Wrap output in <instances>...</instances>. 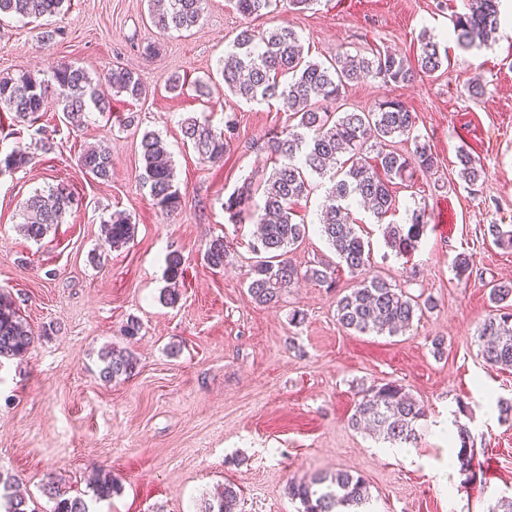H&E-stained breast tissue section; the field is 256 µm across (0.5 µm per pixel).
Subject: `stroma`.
<instances>
[{"label":"stroma","mask_w":512,"mask_h":512,"mask_svg":"<svg viewBox=\"0 0 512 512\" xmlns=\"http://www.w3.org/2000/svg\"><path fill=\"white\" fill-rule=\"evenodd\" d=\"M468 0H318L304 10L286 4L246 17L231 0H208L204 20L191 31H163L148 17L147 0H69L60 14L0 23V75H50L68 62L99 76L114 65L134 69L147 88L140 99L110 95L109 112H90L68 128L55 104L39 121L56 146L41 150L33 129L0 112V150L25 149L26 170L0 173V293L10 295L28 322L34 343L20 358L0 360V476L11 479L33 512H50L43 493L51 480L83 495L88 512H199L225 484H234L237 512H299L291 479L345 470L369 484L368 512H488L512 500V418H500L497 400L512 401V369L485 366L476 330L492 303L490 282H512V248L495 245L488 224L512 228V15L500 16L494 41L458 45L452 15ZM295 28L305 57L389 51L415 58L421 34L448 51V65L408 84L369 77L350 84L341 111L371 109L396 98L416 112V133L430 145L437 169L415 171L392 190L388 217L407 223L426 206L430 223L417 248L398 255L370 212L353 206L359 234L370 248L369 273L432 306L399 336L355 334L336 322V293L355 283L347 271L337 289L304 279L277 307L255 304L247 293L254 224H232L228 196L245 179L269 175L272 164L256 142L288 124L279 100L246 102L225 94L219 63L245 27ZM55 31L46 40L45 31ZM154 48L146 58V48ZM178 75L181 92L165 81ZM211 93L198 95L196 81ZM479 81L484 94L468 84ZM135 123L124 126L126 117ZM189 116L223 128L235 117L238 136L219 164L200 162L183 141ZM162 137L182 194L178 210L163 213L139 179L143 131ZM112 151L110 181L77 167L87 146ZM485 171L478 192L458 176L459 150ZM67 183L79 198L62 223L41 241L18 230L24 202L37 189ZM328 178L313 177L295 206L308 230L291 252L303 268L336 264L319 225ZM130 216L135 233L121 248L105 245L103 217ZM230 245L223 268L204 257L212 238ZM185 259L177 305H165V257ZM472 254L477 275L457 278L452 261ZM304 314L292 322L294 311ZM139 335H120L127 319ZM445 341L444 355L433 339ZM130 349L134 376L111 384L98 378L99 353ZM395 381L425 411L419 440L400 447L348 419L362 389ZM465 424L476 454L468 480L448 459ZM109 470L121 486L99 500L89 481Z\"/></svg>","instance_id":"obj_1"}]
</instances>
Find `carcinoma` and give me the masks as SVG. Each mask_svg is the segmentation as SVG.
I'll return each instance as SVG.
<instances>
[{
    "mask_svg": "<svg viewBox=\"0 0 512 512\" xmlns=\"http://www.w3.org/2000/svg\"><path fill=\"white\" fill-rule=\"evenodd\" d=\"M207 0H149L150 17L161 30L190 31L200 24ZM65 0H0V18H42L59 13ZM236 10L244 16H262L270 12L275 0H233ZM453 30L463 48L470 49L489 41L498 26L494 0H472L469 12L452 16ZM231 63L221 70L224 86L241 99L259 102L282 99L288 103L294 123L273 129L256 149L273 160L274 167L264 180L262 206L254 202L256 189L248 181L224 202L228 220L240 224L250 219L258 225L252 245L256 260L251 265L248 293L255 303L274 307L282 295L301 277H311L331 288L336 283L337 268L342 267L354 277L356 285L336 299V320L355 334L399 335L423 312L421 303L402 289L380 277H365L369 253L356 230L351 201L361 204L378 223L389 247L398 253L413 251L428 226L426 208L412 210L409 223H384L394 210V180H406L410 171H430L436 164L429 144L415 135L416 113L402 101L386 99L367 112H342L335 115L329 105L340 98L345 88L364 77L372 76L384 83H405L421 74L432 75L448 60L447 52L438 42L421 36L416 62L395 53H357L338 56L327 62L308 60L303 56L299 35L290 26L269 31L241 30L231 45ZM90 74L81 67L61 62L54 66L50 78L40 79L31 73L0 76V110L29 126H34L45 110L49 96H54L71 124L81 121L85 111H111L110 102L101 97ZM98 80L107 82L118 94L139 99L146 93L138 74L114 65ZM184 140L191 144L198 159L215 163L235 138L236 126L228 120L224 128L215 129L208 121L186 117L181 122ZM414 142L410 154L389 148L395 138ZM139 178L149 188L153 204L165 213L181 205V193L175 182L174 167L165 142L154 131L143 132L140 143ZM377 149L376 159L368 151ZM460 178L475 189L484 179V171L470 154L459 151ZM31 162L29 153L13 150L0 155V173L15 172ZM339 164L332 177L333 185L326 199L321 233L334 250L338 262L332 267L323 264L301 271L288 259L289 249L303 241L307 225L295 221L294 206L308 196L309 176L324 175L328 164ZM79 167L96 180L112 178V155L104 144L87 148L78 156ZM77 200L69 185L59 183L49 190L35 191L23 205L24 236L40 241L54 224L62 223L64 215ZM105 243L116 249L134 236L131 218L115 212L103 221ZM484 233L493 242L512 248V230L489 224ZM229 246L224 238L213 239L206 249L208 265L224 267ZM456 275L470 277L472 255L459 253L453 259ZM183 277V258L174 250L167 255L164 289L165 302L174 305L180 293L177 284ZM491 309L483 320L478 341L480 356L491 369L512 368V285L503 282L490 289ZM33 343V333L19 313L15 301L0 293V359L20 357ZM99 379L105 384L128 379L135 374L138 360L126 348L105 347L99 354ZM423 409L403 387L394 381L362 391L349 423L365 427L391 443L413 444L418 439L417 422ZM457 460L460 471L475 478L472 461L473 442L467 429L460 428ZM95 496L109 498L118 486L109 471L101 470L92 485ZM292 498L300 501L302 512H363L369 500V486L364 478L338 470L319 474L309 481H292L288 486ZM43 492L53 502L51 512H88L79 496H66L52 483ZM238 493L234 485H224L217 501L206 502L202 512H236Z\"/></svg>",
    "mask_w": 512,
    "mask_h": 512,
    "instance_id": "1",
    "label": "carcinoma"
}]
</instances>
